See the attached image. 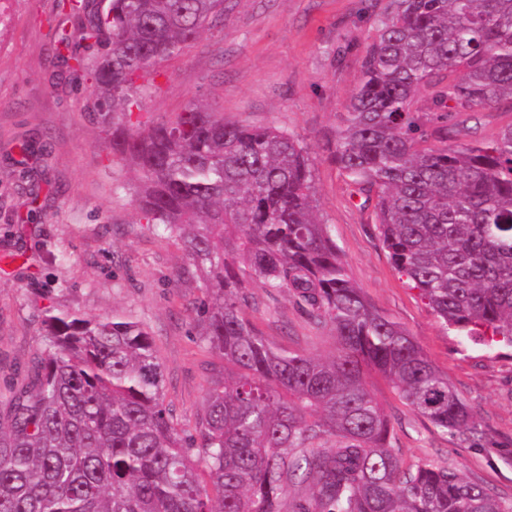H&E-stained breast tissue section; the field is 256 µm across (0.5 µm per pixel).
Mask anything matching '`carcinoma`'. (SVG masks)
Listing matches in <instances>:
<instances>
[{
  "mask_svg": "<svg viewBox=\"0 0 512 512\" xmlns=\"http://www.w3.org/2000/svg\"><path fill=\"white\" fill-rule=\"evenodd\" d=\"M61 67L88 70L112 157L139 179L137 206L181 244L206 293L200 336L224 359L196 428L164 403L154 342L126 317L48 315L27 385L0 401V512H282L306 485L314 512H512L458 472L402 468L368 379L384 377L442 431L473 415L408 331L349 278L316 217L300 139L189 103L143 118L144 78L224 16V0H58ZM92 52L85 58L79 49ZM456 114L512 109V0H386L330 158L375 199L395 268L460 336L512 345V124L489 143H450ZM284 289L335 352L268 342L249 288ZM204 467L213 493L204 490Z\"/></svg>",
  "mask_w": 512,
  "mask_h": 512,
  "instance_id": "cac0c4a2",
  "label": "carcinoma"
}]
</instances>
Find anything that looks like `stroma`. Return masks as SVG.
<instances>
[{
  "mask_svg": "<svg viewBox=\"0 0 512 512\" xmlns=\"http://www.w3.org/2000/svg\"><path fill=\"white\" fill-rule=\"evenodd\" d=\"M385 0H226L220 25L149 75L142 102L159 118L201 100L225 120L297 135L313 162L318 217L330 224L351 280L417 340L474 414L472 433L443 432L384 378L369 379L392 422L402 467L429 462L512 502V347L449 331L391 262L373 205L354 196L328 140L360 78V57ZM0 28V393L21 385L49 314L129 317L153 337L164 400L181 430L195 428L224 362L198 334L202 290L163 227L136 209L137 172L113 160L93 105L92 81L60 77L51 46L56 0H10ZM345 57H337V48ZM512 111L469 114L456 144L489 142ZM31 144L22 153L21 144ZM249 321L272 344L305 354L334 350L283 290L253 287Z\"/></svg>",
  "mask_w": 512,
  "mask_h": 512,
  "instance_id": "stroma-1",
  "label": "stroma"
}]
</instances>
